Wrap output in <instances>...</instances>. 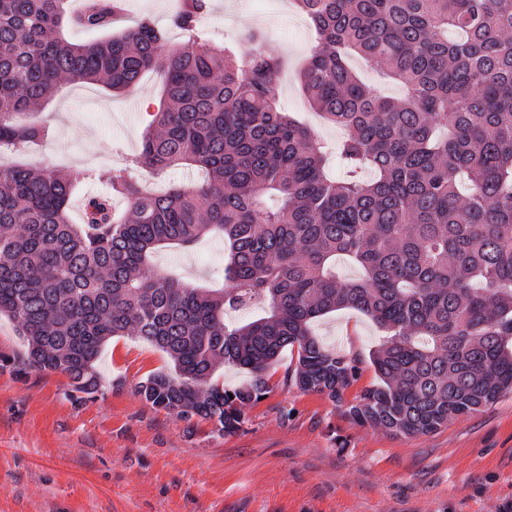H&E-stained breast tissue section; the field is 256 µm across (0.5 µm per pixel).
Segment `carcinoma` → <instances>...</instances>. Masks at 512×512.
Instances as JSON below:
<instances>
[{
  "label": "carcinoma",
  "mask_w": 512,
  "mask_h": 512,
  "mask_svg": "<svg viewBox=\"0 0 512 512\" xmlns=\"http://www.w3.org/2000/svg\"><path fill=\"white\" fill-rule=\"evenodd\" d=\"M296 5L321 44L300 82L342 130L334 147L277 105V55L198 46L205 0H185L175 15L180 48L166 47L148 17L108 32L120 0L82 11L70 0H0V146L44 137L41 121L15 116H33L64 80L121 92L147 69L166 77L151 130L125 165L103 174L0 165V315L26 341L24 365L61 371L92 395L102 346L137 336L177 372L139 383L142 399L223 435L241 429L288 346L297 363L287 380L395 436L433 433L512 392V0ZM69 25L105 34L77 45L63 36ZM352 55L379 63L403 98L364 84ZM179 164L206 179L156 192L132 174L161 177ZM96 179L105 192L72 223L74 190ZM268 196L279 205L266 206ZM214 234L228 244L224 291L146 271L160 246ZM338 258L361 276H336ZM253 302L266 306L258 318L224 321V309ZM342 308L387 333L373 356L380 382L351 402L362 360L310 332ZM221 364L251 380L212 383Z\"/></svg>",
  "instance_id": "obj_1"
}]
</instances>
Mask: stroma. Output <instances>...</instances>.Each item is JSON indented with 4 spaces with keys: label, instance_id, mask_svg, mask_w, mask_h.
I'll return each mask as SVG.
<instances>
[{
    "label": "stroma",
    "instance_id": "stroma-1",
    "mask_svg": "<svg viewBox=\"0 0 512 512\" xmlns=\"http://www.w3.org/2000/svg\"><path fill=\"white\" fill-rule=\"evenodd\" d=\"M182 0H125L113 32L150 17L168 46L184 44L171 18ZM200 28L210 42L249 53L250 33L282 61L274 93L321 139L341 132L311 108L297 72L318 41L294 0H207ZM162 73L123 93L62 82L41 107L44 142L0 148V163L67 173L107 172L141 148L158 107ZM153 269L193 286L224 287V244L164 248ZM329 350L362 360L348 390L378 381L370 357L386 336L345 308L312 324ZM25 342L0 318V512H512V394L436 432L394 436L361 426L322 396L285 383L297 357L281 352L270 389L241 429L154 410L136 392L150 373H172L167 355L132 336L113 337L97 364L98 392L74 391L58 371L23 366Z\"/></svg>",
    "mask_w": 512,
    "mask_h": 512
}]
</instances>
